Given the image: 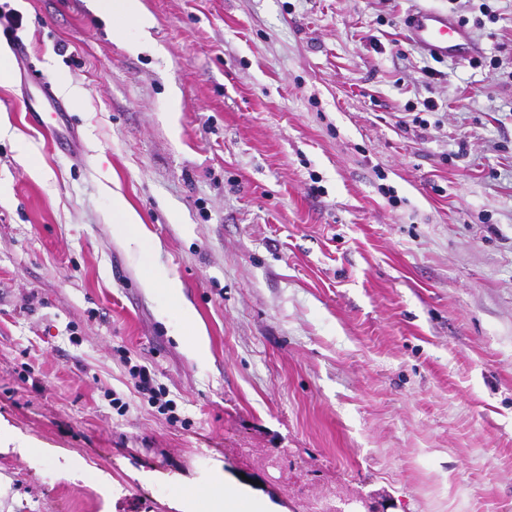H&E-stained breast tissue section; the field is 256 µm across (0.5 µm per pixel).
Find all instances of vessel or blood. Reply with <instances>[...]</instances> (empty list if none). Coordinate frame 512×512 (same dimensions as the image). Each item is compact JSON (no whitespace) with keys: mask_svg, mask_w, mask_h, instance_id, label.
Instances as JSON below:
<instances>
[{"mask_svg":"<svg viewBox=\"0 0 512 512\" xmlns=\"http://www.w3.org/2000/svg\"><path fill=\"white\" fill-rule=\"evenodd\" d=\"M405 31L413 46L436 58L467 60L480 52L465 26L442 11L424 8L411 11L405 19ZM32 82L36 94L29 99V114L37 118L41 128L60 140H67L71 134L67 114L48 77L41 74L33 77Z\"/></svg>","mask_w":512,"mask_h":512,"instance_id":"vessel-or-blood-1","label":"vessel or blood"}]
</instances>
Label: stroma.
<instances>
[{"label": "stroma", "instance_id": "obj_1", "mask_svg": "<svg viewBox=\"0 0 512 512\" xmlns=\"http://www.w3.org/2000/svg\"><path fill=\"white\" fill-rule=\"evenodd\" d=\"M94 2L8 0L0 512H193L220 474L276 512L324 488L345 512H512V0H141L154 25L123 41ZM418 7L465 21L480 65L413 48ZM30 64L73 148L30 121ZM112 205L115 213L121 218L122 225L132 233L139 234L141 227V219L138 214L126 203L120 196L115 195L112 199ZM143 287L150 291H161L173 301H179L182 296L180 284L161 271H154L145 277ZM128 372L134 380L135 390L147 397L149 404L157 407L161 414H167L171 422L179 421L176 402L173 399H166L169 391L163 384L157 382V375L153 370L146 365H133Z\"/></svg>", "mask_w": 512, "mask_h": 512}]
</instances>
